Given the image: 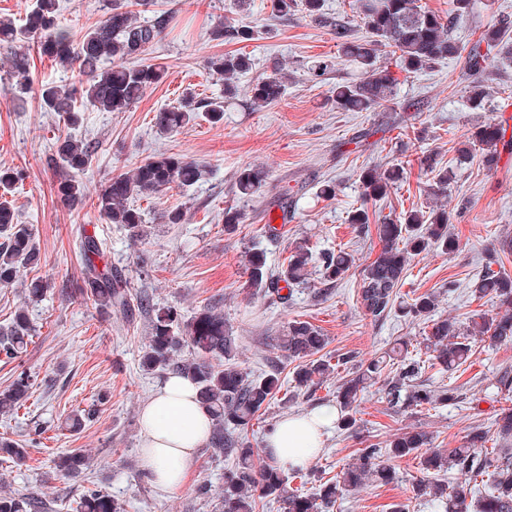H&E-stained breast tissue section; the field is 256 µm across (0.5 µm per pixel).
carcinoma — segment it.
Returning <instances> with one entry per match:
<instances>
[{
    "mask_svg": "<svg viewBox=\"0 0 512 512\" xmlns=\"http://www.w3.org/2000/svg\"><path fill=\"white\" fill-rule=\"evenodd\" d=\"M316 22L336 31L342 54L356 62L364 77L355 83L339 84L332 89L336 106L345 111L363 112L383 107L397 98L398 79L381 58L397 56L400 69L407 74L421 72L433 64L449 58L465 56L466 75L471 79L470 100L480 107L489 92L483 85V75L490 65L489 52L495 50L503 59H512V22L500 21L487 26L479 40L465 49L452 36L458 19L470 9V0H451L448 18L423 9L417 0H356V13L369 34L364 42L349 38L347 21L333 19L322 12V0H274V9L286 15L295 5ZM58 0H34L19 27L0 18V45L12 48L11 69L15 79L17 98L29 92V58L25 45L39 37L37 48L42 55L63 67L78 65L84 76L79 84H63L42 89L41 100L48 112H59L68 120L80 122L82 102L92 109L115 112L137 101L145 89L163 81L165 67L161 64L132 65L130 60L141 56L169 27L172 15H162L152 22L140 21L137 12L129 9L123 0H112L104 18L84 36L79 47H73L69 34L57 23ZM217 38L226 42H245L253 38L247 27L218 26ZM209 71L224 80V96L236 94L235 79L251 68V60L242 54H221L209 58ZM285 90L281 68L251 87V104L266 107L278 101ZM199 104L189 93L181 103L157 114V129L170 134L198 117ZM479 144L483 163L489 168L498 165L501 151L512 149V140H505L502 125L490 122L472 134ZM56 156L64 170L57 195L67 206L82 203L84 187L78 175L91 162L89 146L66 136L57 141ZM201 176L200 166L177 155L150 157L130 173L113 175L99 191L96 208L100 218L110 224H120L130 232L137 243L143 239L142 216L128 206L134 195L156 194L176 183L191 186ZM403 179V170L392 168L363 171L360 181L365 197H383L389 188ZM21 180V172L0 167V193L5 195ZM263 182V172L246 168L238 176L237 189L243 196L253 195ZM450 215L441 209L428 214L412 210L400 224H379L377 232L382 248L377 257L365 267L360 278L359 298L362 307L374 320H379L395 308L397 288L402 284L406 266L411 257L435 246L450 254L458 249V241L448 233ZM80 254L83 262L81 291L103 311L118 309L133 314V309L149 308L152 312V332L140 365L145 371L170 368L190 379L196 386L201 403L211 420L210 435L213 448L233 458L231 468L224 470V488L219 493L221 512H256V494L282 498L283 512H322L336 504L346 494L367 483L389 484L395 471L383 457L400 458L418 453L423 469L429 474L455 469L472 478L486 477L491 491L478 501L476 512H512V452L505 448L489 449V432L476 426L466 436L464 444L444 454L431 448V439L424 431H406L398 434L384 450L376 444L360 449L359 462L342 468L336 476L321 484L317 496L292 494L285 496V475L271 464L258 467L254 463L258 449L233 435L252 425L262 408L280 392L284 382L280 372L273 370L261 378L251 379L232 363L236 356L235 339L224 330V317L209 311L199 318L179 325L173 306L151 307L150 298L141 295L131 298L121 274L110 266L99 268L96 260L104 254L98 239L80 234ZM39 261V247L27 224L18 222L14 208L0 203V286L6 287L21 269L35 266ZM319 263L327 281L345 278L353 267L351 254L342 250H327L313 256L304 242L291 248L287 264L274 274L269 271L265 252L256 249L246 255L247 285L271 295L280 296L282 287L306 283L309 266ZM478 295L491 294L507 306H512V277L486 266L473 284ZM437 306L435 294H422L401 308L404 315L431 322L425 337L427 352L449 370L460 368L472 357L471 339L487 336L499 342H512V312L492 318L472 321L461 330L457 321L432 318ZM32 328L25 311L20 310L5 326L0 325V354L14 359L27 350ZM188 345L194 350L190 357L175 360L177 347ZM328 337L307 321L288 323L282 335L276 337L274 347L298 361L294 381L298 388L320 384L334 367L331 357L324 353ZM388 361L375 359L356 367L353 377L346 380L336 398L346 415L341 427L352 430L355 419L351 414L361 390L367 384L384 378L386 400L391 407L400 405L423 406L437 401L454 399L442 390L439 393L417 385L408 390L421 370L420 361L401 360L393 376L383 377ZM29 399V383L21 374L9 388L0 392V415L12 416ZM496 435L506 442L512 439V409L503 408L495 420ZM0 454L7 455L16 465L24 464L27 449L9 440H0ZM84 457L75 453L62 455L55 461L60 473L76 477L81 473ZM419 496L430 495L440 500L446 512H468L467 491L461 485H452L445 479L420 482ZM80 512H123V507L109 495L90 489L79 503ZM50 502L35 493H6L0 496V512H48Z\"/></svg>",
    "mask_w": 512,
    "mask_h": 512,
    "instance_id": "1",
    "label": "carcinoma"
}]
</instances>
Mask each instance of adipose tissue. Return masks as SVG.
<instances>
[{"label": "adipose tissue", "mask_w": 512, "mask_h": 512, "mask_svg": "<svg viewBox=\"0 0 512 512\" xmlns=\"http://www.w3.org/2000/svg\"><path fill=\"white\" fill-rule=\"evenodd\" d=\"M335 420L332 407L284 418L266 437L263 453L285 468H307ZM140 423L142 467L159 495H173L195 468L197 451L209 439L210 418L194 384L174 374L165 376L142 408Z\"/></svg>", "instance_id": "adipose-tissue-1"}]
</instances>
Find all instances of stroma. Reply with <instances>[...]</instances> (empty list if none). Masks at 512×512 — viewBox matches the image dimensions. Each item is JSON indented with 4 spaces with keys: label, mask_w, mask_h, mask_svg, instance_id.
<instances>
[{
    "label": "stroma",
    "mask_w": 512,
    "mask_h": 512,
    "mask_svg": "<svg viewBox=\"0 0 512 512\" xmlns=\"http://www.w3.org/2000/svg\"><path fill=\"white\" fill-rule=\"evenodd\" d=\"M273 0H153L141 8L142 20L161 12L174 14L179 29L166 31L143 55L146 63L166 67L163 81L119 112L85 110L79 126L66 117L44 111L45 86L76 84L78 67L64 68L50 59L31 58L30 90L16 100L11 59L0 49V166L24 174L8 200L20 223L29 225L40 248L37 266L22 270L11 287L0 288V325L25 310L36 336L26 352L9 359L0 355V391L18 374L30 382V398L12 419L0 417V437L27 448L24 465L0 461V491L46 492L53 512H70L86 489L114 496L125 512H219L217 496L231 459L204 447L185 486L160 497L140 466L142 406L164 376L146 372L140 358L151 336V318L128 319L123 312L102 313L83 297L82 258L78 227L102 243L113 267L121 270L131 294L147 293L157 306L176 307L183 321L207 308H217L236 338V362L252 377L276 369L285 379L282 390L266 405L247 438L261 447L270 427L282 418L336 406L337 391L357 363L383 356L400 342L419 350L428 327L400 313L374 321L358 298L360 273L381 249L377 227L395 223L406 211L428 210L442 204L452 214L449 230L460 243L451 254L433 248L413 256L399 288V299L411 302L435 294L437 315L461 322L504 313L493 296L478 297L471 288L486 264L512 276V253L489 258L492 243L512 237V152L504 151L496 169L482 162L479 148L468 142L478 126L507 121L512 126V64L492 57L487 84L491 95L482 107L468 100L469 79L459 58L411 76L399 73L398 96L387 108L346 112L337 108L329 91L339 83L361 79L362 71L338 50L336 34L295 9L285 17L273 14ZM108 0H60L58 22L81 42L102 20ZM512 18V0H472L470 11L453 28L462 46L473 45L498 17ZM247 25L253 40L227 43L213 37L218 24ZM243 52L252 67L239 77V91L224 97V82L210 75L211 56ZM332 60L322 79L308 69L318 59ZM279 65L288 74L279 101L256 109L249 89ZM219 102L224 119L212 123L206 115L178 132L163 135L156 114L174 106L185 92ZM72 135L91 144L92 161L82 176L85 199L70 208L56 192L62 171L55 154L58 138ZM469 156H462V148ZM434 151L448 171V186L438 189L421 159ZM165 153L186 157L203 171L190 187L171 186L135 198L147 229L146 238L132 243L118 224L101 220L94 204L102 185L113 175L132 170L147 157ZM263 171L264 182L250 197H239L240 170ZM400 167L402 182L384 198L364 199L360 174L364 168ZM334 184L336 195L320 196L322 185ZM236 208L243 221L232 233L224 230V211ZM369 214V226L359 229L349 218L357 208ZM182 214L169 223L170 212ZM303 241L313 253L344 249L354 258L348 276L329 284L312 274L308 284L292 288L287 299L247 288L243 263L246 251L257 248L272 270H280L292 243ZM52 286L38 300H28L33 279ZM300 320L321 329L337 364L334 372L307 392H297L290 380L295 361L273 346L289 321ZM470 362L457 370L424 365L420 382L433 390L448 389L450 402L409 408L390 407L383 383L360 395L353 417L354 432L329 429L322 451L309 468L286 474L288 493L311 494L346 464L357 462L361 443L386 446L398 434L425 431L434 447H460L472 427L494 430L500 408L512 406V394L502 390L503 372L512 373V343L478 339ZM353 362L341 363L343 354ZM95 408L91 421L78 431L66 425L69 416ZM61 452L85 456L88 467L74 478L57 476L53 459ZM393 483H370L348 495L330 512H443L430 497H415L413 488L426 473L416 456L391 459ZM213 488L197 492L200 484Z\"/></svg>",
    "instance_id": "obj_1"
}]
</instances>
